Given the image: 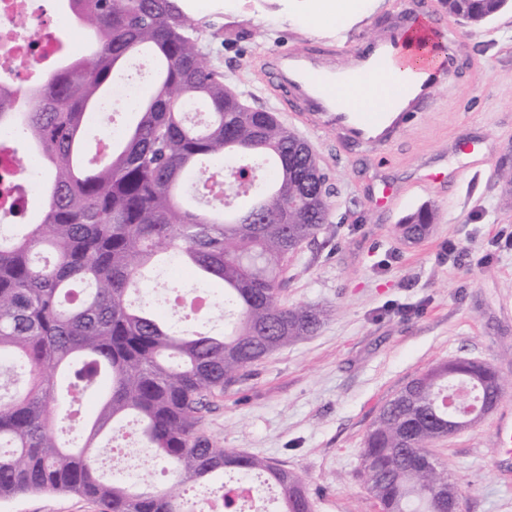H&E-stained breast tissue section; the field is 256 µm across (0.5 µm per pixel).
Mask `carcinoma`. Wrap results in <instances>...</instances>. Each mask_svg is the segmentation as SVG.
<instances>
[{"label":"carcinoma","instance_id":"obj_1","mask_svg":"<svg viewBox=\"0 0 512 512\" xmlns=\"http://www.w3.org/2000/svg\"><path fill=\"white\" fill-rule=\"evenodd\" d=\"M92 49L66 59L14 112L0 88V126L20 129L47 173L43 218L0 224V362L22 380L0 393V499L68 492L103 512H193L187 482L236 475L253 491L272 484L278 512H313L302 479L281 464L219 448L197 431L206 398L278 349L315 334L326 313L278 302L289 258L328 223L325 176L305 143L272 112H255L209 67L202 26L186 0H65ZM448 14L485 21L512 0H444ZM150 54L156 77L103 157L84 156L89 111ZM249 170L239 214L208 209L207 178ZM431 208L406 218L433 223ZM223 283L224 328L184 330L139 298L160 257ZM479 374L472 397L499 399L494 369L437 363L386 402L366 435L362 474L380 512H448L440 464L424 465L448 427V369ZM98 397L79 440L57 429L85 394ZM152 459L178 474L158 491L150 462L140 480H109L96 461L128 422Z\"/></svg>","mask_w":512,"mask_h":512}]
</instances>
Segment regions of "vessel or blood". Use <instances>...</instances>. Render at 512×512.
<instances>
[{
  "label": "vessel or blood",
  "instance_id": "1",
  "mask_svg": "<svg viewBox=\"0 0 512 512\" xmlns=\"http://www.w3.org/2000/svg\"><path fill=\"white\" fill-rule=\"evenodd\" d=\"M406 22V27L393 28L376 40L366 42L358 58L370 72L389 75L392 63L404 50L406 29H415L425 39L418 48L424 63L416 83L409 87L410 94L419 102L446 81L456 59L449 49L437 48L436 43L441 38L437 29L414 14L407 16ZM266 65L277 73L279 90L284 97L302 98L315 110L324 127L335 130L337 135L352 143L386 144L399 132L402 124L415 116L411 108L396 118L386 112H366L350 98L328 96L325 85L339 81L340 75L325 69L314 54H297L288 50L274 52L268 57Z\"/></svg>",
  "mask_w": 512,
  "mask_h": 512
}]
</instances>
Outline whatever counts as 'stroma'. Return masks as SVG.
<instances>
[{
    "label": "stroma",
    "instance_id": "1",
    "mask_svg": "<svg viewBox=\"0 0 512 512\" xmlns=\"http://www.w3.org/2000/svg\"><path fill=\"white\" fill-rule=\"evenodd\" d=\"M411 0H373L362 21L324 37L297 23L312 0H253L195 11L206 62L247 105L275 113L304 139L333 186L329 222L290 260L281 304L315 306L321 328L247 369L210 396L198 429L218 447L277 461L305 483L313 512H380L361 479L365 437L379 408L432 364L466 358L505 382L496 407L433 446L459 487L460 512H512V483L492 469V434L512 418V249L494 237L512 228V8L470 23L447 19L463 58L447 82L385 148L352 146L308 123L305 103L281 105L260 67L274 50H317L345 68L367 39L394 25ZM451 175L426 183L422 172ZM391 185L390 205L377 200ZM436 221L420 242L402 222L423 205ZM0 512H100L65 492L21 495Z\"/></svg>",
    "mask_w": 512,
    "mask_h": 512
}]
</instances>
